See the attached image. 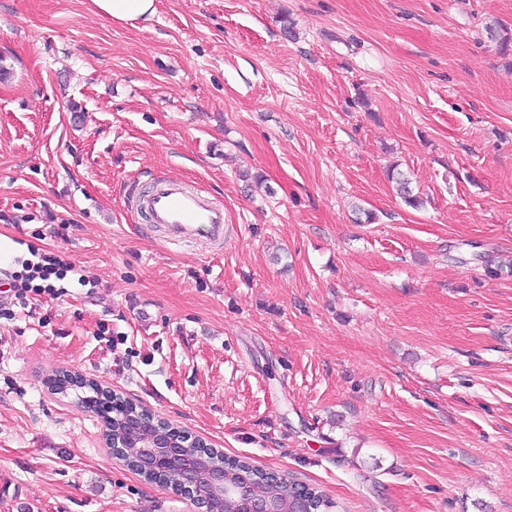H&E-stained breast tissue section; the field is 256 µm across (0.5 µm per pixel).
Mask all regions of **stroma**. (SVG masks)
Masks as SVG:
<instances>
[{
    "label": "stroma",
    "mask_w": 512,
    "mask_h": 512,
    "mask_svg": "<svg viewBox=\"0 0 512 512\" xmlns=\"http://www.w3.org/2000/svg\"><path fill=\"white\" fill-rule=\"evenodd\" d=\"M156 7L0 0V270L32 245L87 281L0 292V512H189L60 369L337 512H512V0ZM150 171L223 206L222 250L128 204ZM95 14L123 23L150 20L156 14L155 0H90ZM72 373L68 370H60L54 374V378L49 381V388L53 394L63 395L64 397L70 393H75L76 404L85 411L91 412L102 419L105 427V440L112 439L120 441V439L127 438V448H109L113 453H120L123 456V460L134 471L138 472L145 480L149 481L145 475L141 474L136 468L134 460L136 459L139 448L134 447L135 441L138 439V433L134 434L130 426V415L135 414V411H139L141 406L133 403L132 400L126 399L132 402L125 404L117 403L116 405L112 401V397H117L115 390L112 387H101L104 396L101 397V401L112 405L111 409H106L99 403V385L92 379H87L85 385L80 387H69L65 386L67 377ZM135 407V409H134ZM133 435L135 438H133Z\"/></svg>",
    "instance_id": "stroma-1"
}]
</instances>
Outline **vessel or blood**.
<instances>
[{"mask_svg": "<svg viewBox=\"0 0 512 512\" xmlns=\"http://www.w3.org/2000/svg\"><path fill=\"white\" fill-rule=\"evenodd\" d=\"M154 186L146 195L133 199L143 209L152 225L163 230L173 245H190L207 239L215 245L224 243V209L198 189L183 186L154 173Z\"/></svg>", "mask_w": 512, "mask_h": 512, "instance_id": "1", "label": "vessel or blood"}]
</instances>
